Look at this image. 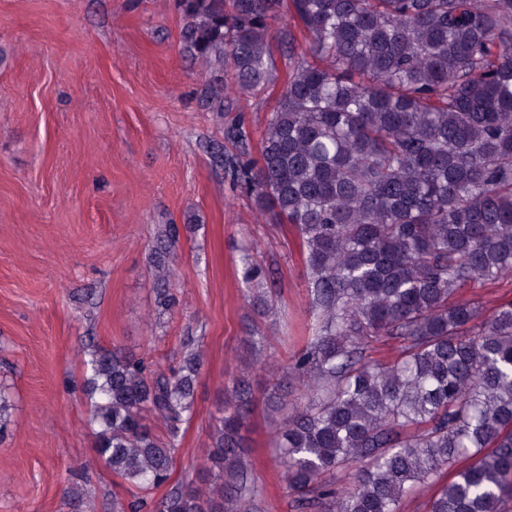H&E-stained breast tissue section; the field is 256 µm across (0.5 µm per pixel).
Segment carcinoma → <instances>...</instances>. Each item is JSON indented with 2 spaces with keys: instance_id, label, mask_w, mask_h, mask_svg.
Instances as JSON below:
<instances>
[{
  "instance_id": "cac0c4a2",
  "label": "carcinoma",
  "mask_w": 512,
  "mask_h": 512,
  "mask_svg": "<svg viewBox=\"0 0 512 512\" xmlns=\"http://www.w3.org/2000/svg\"><path fill=\"white\" fill-rule=\"evenodd\" d=\"M174 7L211 112L274 82L282 10L307 33L301 44L282 34L288 75L260 161L226 159L305 250L309 335L287 366L305 393L257 390L247 363L224 392L208 459L176 480L202 366L194 337L169 376L146 355L87 345L95 450L128 492L114 512H261L248 476L259 400L291 410L274 448L307 512H402L419 487L431 490L426 512H512V302L487 315L459 298L512 278V0ZM177 243L167 226L152 252L167 308ZM240 263L253 307L274 315L265 270L249 252ZM11 398L0 382V439ZM342 470L349 481L336 480Z\"/></svg>"
}]
</instances>
